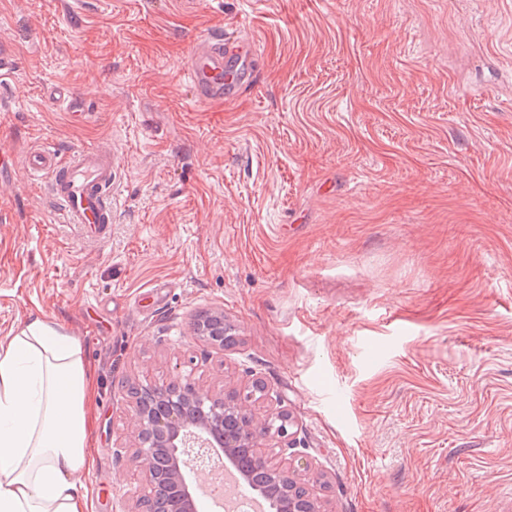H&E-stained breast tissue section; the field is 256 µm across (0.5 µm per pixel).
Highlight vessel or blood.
I'll use <instances>...</instances> for the list:
<instances>
[{
    "label": "vessel or blood",
    "mask_w": 512,
    "mask_h": 512,
    "mask_svg": "<svg viewBox=\"0 0 512 512\" xmlns=\"http://www.w3.org/2000/svg\"><path fill=\"white\" fill-rule=\"evenodd\" d=\"M256 62L252 40L228 43L216 33L194 41L183 71L197 101L224 103L236 100L253 82ZM27 164L64 223L106 235L114 221L112 187L120 170L116 151L101 147L64 156L57 147L44 145L28 154Z\"/></svg>",
    "instance_id": "b4317fda"
}]
</instances>
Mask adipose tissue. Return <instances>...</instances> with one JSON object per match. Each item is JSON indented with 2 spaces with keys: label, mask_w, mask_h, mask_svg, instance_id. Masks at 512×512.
Segmentation results:
<instances>
[{
  "label": "adipose tissue",
  "mask_w": 512,
  "mask_h": 512,
  "mask_svg": "<svg viewBox=\"0 0 512 512\" xmlns=\"http://www.w3.org/2000/svg\"><path fill=\"white\" fill-rule=\"evenodd\" d=\"M93 373L64 324L32 316L0 338V512H87Z\"/></svg>",
  "instance_id": "obj_1"
}]
</instances>
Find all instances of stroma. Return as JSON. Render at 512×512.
I'll return each mask as SVG.
<instances>
[{"instance_id": "obj_1", "label": "stroma", "mask_w": 512, "mask_h": 512, "mask_svg": "<svg viewBox=\"0 0 512 512\" xmlns=\"http://www.w3.org/2000/svg\"><path fill=\"white\" fill-rule=\"evenodd\" d=\"M214 31L257 77L201 106ZM1 40L0 337L81 341L91 512H132L129 386L187 358L266 382L327 512H512V0H0ZM43 144L117 151L106 237L30 179ZM211 311L233 348L193 335Z\"/></svg>"}]
</instances>
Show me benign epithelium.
Returning a JSON list of instances; mask_svg holds the SVG:
<instances>
[{"instance_id":"1","label":"benign epithelium","mask_w":512,"mask_h":512,"mask_svg":"<svg viewBox=\"0 0 512 512\" xmlns=\"http://www.w3.org/2000/svg\"><path fill=\"white\" fill-rule=\"evenodd\" d=\"M142 391L158 396L165 408L156 409L150 402L134 398L132 405L133 435L136 455L143 469L135 475L141 485L136 510L168 512L165 487L178 493L180 512H201L194 491L205 479L214 461L224 469L236 465L235 448L251 451L254 469L270 478L257 491L268 501H288L289 512H295L297 489L305 492V512H327L320 497L299 472L311 467L296 451L297 432L288 409L273 397L263 383L252 380L245 384V398L230 390L218 394L198 390L192 374L179 370L170 384H156L149 377L136 383ZM267 403L266 414L259 416L248 410L246 400L253 396ZM279 452L271 455L267 448Z\"/></svg>"}]
</instances>
